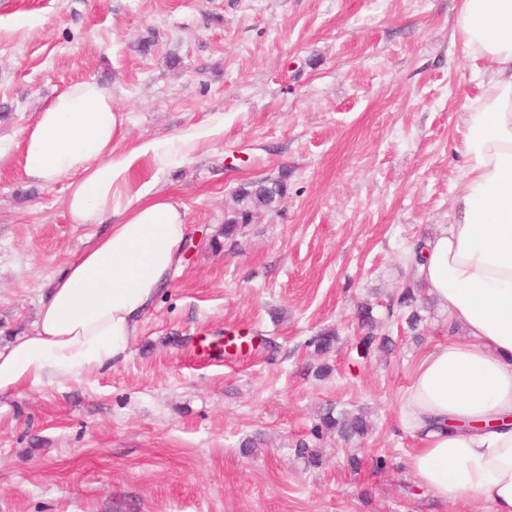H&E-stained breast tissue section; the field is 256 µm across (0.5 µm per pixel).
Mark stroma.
Returning a JSON list of instances; mask_svg holds the SVG:
<instances>
[{
  "mask_svg": "<svg viewBox=\"0 0 512 512\" xmlns=\"http://www.w3.org/2000/svg\"><path fill=\"white\" fill-rule=\"evenodd\" d=\"M458 4L0 0V144L88 78L111 89L132 140L224 114L223 140L161 180L190 246L126 358L0 397V512H490L417 484L400 404L448 321L430 306L415 335L388 312L411 244L451 224L462 189L478 88ZM283 171V201L223 243L238 187ZM65 195L0 165V345L32 329L52 274L102 231L71 223ZM363 302L393 339L365 360ZM325 330L339 341L320 377L307 342ZM329 407L366 413L368 435L314 438Z\"/></svg>",
  "mask_w": 512,
  "mask_h": 512,
  "instance_id": "35a3bbf8",
  "label": "stroma"
}]
</instances>
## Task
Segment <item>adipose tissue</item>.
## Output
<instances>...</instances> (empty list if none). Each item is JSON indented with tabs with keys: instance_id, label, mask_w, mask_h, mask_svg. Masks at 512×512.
Returning a JSON list of instances; mask_svg holds the SVG:
<instances>
[{
	"instance_id": "adipose-tissue-1",
	"label": "adipose tissue",
	"mask_w": 512,
	"mask_h": 512,
	"mask_svg": "<svg viewBox=\"0 0 512 512\" xmlns=\"http://www.w3.org/2000/svg\"><path fill=\"white\" fill-rule=\"evenodd\" d=\"M479 60L465 106L463 190L451 224L424 242L415 276L458 337L436 345L401 400L417 482L451 503L512 512V0H461L454 24ZM127 115L96 79L68 85L0 163L48 188L67 182L72 223L107 230L49 284L33 329L0 346V396L75 380L122 360L174 274L186 211L159 178L224 137V115L125 143Z\"/></svg>"
}]
</instances>
